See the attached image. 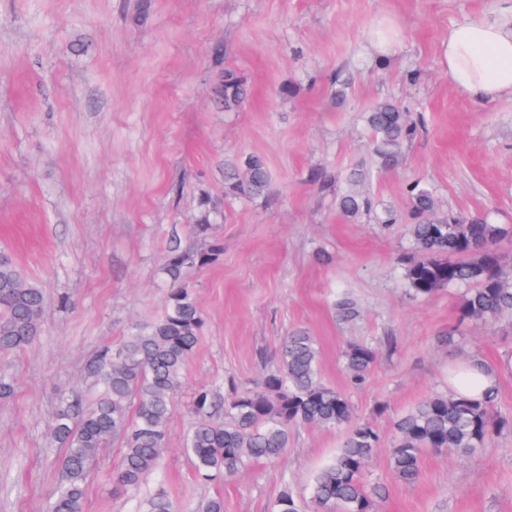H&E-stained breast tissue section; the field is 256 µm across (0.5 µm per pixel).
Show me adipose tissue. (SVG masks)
<instances>
[{
	"instance_id": "ef3b65f1",
	"label": "adipose tissue",
	"mask_w": 512,
	"mask_h": 512,
	"mask_svg": "<svg viewBox=\"0 0 512 512\" xmlns=\"http://www.w3.org/2000/svg\"><path fill=\"white\" fill-rule=\"evenodd\" d=\"M440 63L463 93L494 100L512 95V0L496 17L470 18L449 27Z\"/></svg>"
}]
</instances>
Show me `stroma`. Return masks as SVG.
Masks as SVG:
<instances>
[{
	"instance_id": "1",
	"label": "stroma",
	"mask_w": 512,
	"mask_h": 512,
	"mask_svg": "<svg viewBox=\"0 0 512 512\" xmlns=\"http://www.w3.org/2000/svg\"><path fill=\"white\" fill-rule=\"evenodd\" d=\"M500 0H0V252L43 289L40 329L24 349L0 353L15 395L0 401V512H47L63 450L52 435L61 395L91 398L85 367L137 323L158 319L171 247L194 244L202 200L224 253L189 280L204 316L197 348L173 398L167 450L140 489H115L119 441L103 449L84 512H140L164 492L176 512H272L284 489L308 497L335 456L343 429L300 427L275 463L200 482L184 453L194 393L251 388L276 366L289 329L320 351L324 381L346 391L355 418L390 434L394 417L448 390V370L477 356L512 358V326L459 324V292L405 293L400 257L409 246L416 180L441 211L512 224V96L479 101L449 83L440 46L452 24L495 15ZM396 34L389 51L378 26ZM249 85L233 112L214 95L225 70ZM392 100L424 127L397 170L378 173L365 116ZM262 156L264 196L224 192V162ZM335 175L331 188L311 180ZM366 179L352 185V172ZM358 187L400 216L348 217L336 196ZM361 314L340 321L343 293ZM67 307H59V298ZM456 332L447 343L448 332ZM372 344L365 384L350 387L341 350ZM386 404L378 414V404ZM389 448L372 481L383 512H512V430L477 458L424 451L417 482H395Z\"/></svg>"
}]
</instances>
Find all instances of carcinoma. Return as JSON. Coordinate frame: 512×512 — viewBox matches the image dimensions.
<instances>
[{
    "instance_id": "carcinoma-1",
    "label": "carcinoma",
    "mask_w": 512,
    "mask_h": 512,
    "mask_svg": "<svg viewBox=\"0 0 512 512\" xmlns=\"http://www.w3.org/2000/svg\"><path fill=\"white\" fill-rule=\"evenodd\" d=\"M224 111L236 110L247 96L243 80L229 71L219 90ZM371 150L380 170H396L407 143L417 137L421 120L411 118L401 104L382 101L367 115ZM231 194L239 198L265 195L270 174L264 159L249 155L224 163ZM413 224L410 250L402 258L406 291L416 298L430 297L446 288L461 291V324H512V254L502 243L512 239L511 224H492L478 214L440 212L433 193L414 181L407 185ZM346 216L373 210L371 198L349 190L336 196ZM197 247L168 252L162 273L172 288L164 314L134 328L118 346L102 349L92 359L86 376L95 399L90 406L78 396L63 397L53 415V435L65 448L57 489L49 512H83L92 465L110 440L121 443L122 461L117 487L137 489L155 470L166 450L172 417V398L181 386L185 367L198 343L204 319L193 288L187 281L194 269L204 268L223 254L222 243L211 236L207 216L194 225ZM45 296L26 281L15 261L0 262V352L23 349L39 331ZM336 315L351 321L359 314L348 296L339 298ZM350 386L362 385L377 358L368 344L350 343L342 354ZM498 391L481 399L435 394L397 416L390 435L389 468L395 480L412 484L419 476L422 453L431 449L471 458L512 420L495 409ZM224 418L215 417L213 393H196L192 410L198 421L185 452L201 481L232 476L256 460L280 459L299 426H350L334 460L314 477L312 512H381L386 486L369 479V465L382 435L370 424H354L347 394L325 383L313 337L301 329L288 332L279 364L259 386L224 399ZM144 512H174L166 495L146 499ZM274 512H306L304 502L288 490L278 496Z\"/></svg>"
}]
</instances>
